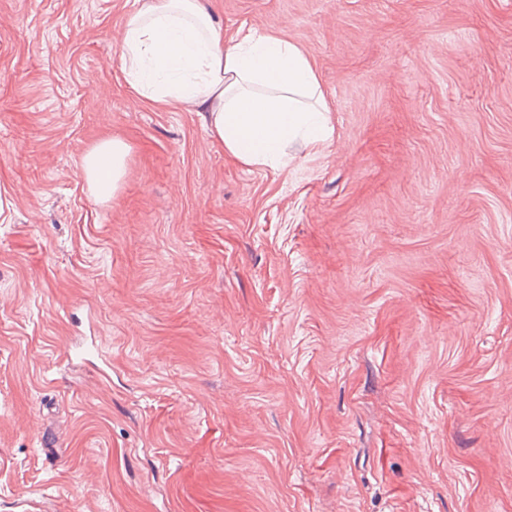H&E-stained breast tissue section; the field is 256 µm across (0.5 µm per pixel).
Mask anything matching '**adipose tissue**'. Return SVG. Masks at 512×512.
Masks as SVG:
<instances>
[{"instance_id": "1", "label": "adipose tissue", "mask_w": 512, "mask_h": 512, "mask_svg": "<svg viewBox=\"0 0 512 512\" xmlns=\"http://www.w3.org/2000/svg\"><path fill=\"white\" fill-rule=\"evenodd\" d=\"M121 59L152 103L208 111L211 136L242 165L285 167L294 141L314 149L333 133L308 57L272 34L225 41L200 0H146L127 20ZM128 153L112 138L85 154L81 172L96 201L119 191Z\"/></svg>"}]
</instances>
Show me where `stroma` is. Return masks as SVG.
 I'll list each match as a JSON object with an SVG mask.
<instances>
[{"instance_id":"obj_1","label":"stroma","mask_w":512,"mask_h":512,"mask_svg":"<svg viewBox=\"0 0 512 512\" xmlns=\"http://www.w3.org/2000/svg\"><path fill=\"white\" fill-rule=\"evenodd\" d=\"M200 2L330 141L240 165L129 84L138 0H0V512H512V0ZM128 153L125 142L112 138L99 141L85 154L80 168L96 201H107L119 191Z\"/></svg>"}]
</instances>
